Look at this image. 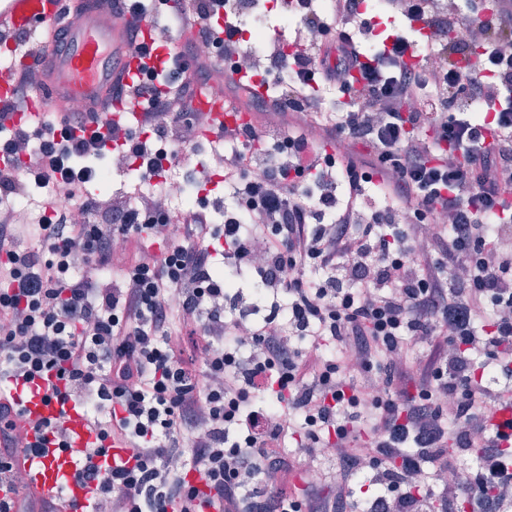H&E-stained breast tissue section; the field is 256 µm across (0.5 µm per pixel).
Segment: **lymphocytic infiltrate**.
I'll use <instances>...</instances> for the list:
<instances>
[{
  "mask_svg": "<svg viewBox=\"0 0 512 512\" xmlns=\"http://www.w3.org/2000/svg\"><path fill=\"white\" fill-rule=\"evenodd\" d=\"M363 2L113 0L137 22L163 14L160 39L193 30L284 76L264 105L285 123L215 136L231 201L188 213L122 188L99 207L85 161L115 141L142 178L164 160L204 174L196 148L173 147L207 122L184 74L209 63L196 45L127 87L124 129L94 112L13 125L32 89L27 69L13 72L0 103V382L54 375L52 395L96 431L74 474L93 492L72 512H344L367 471L376 492L360 512H512V434L491 421L512 403L498 384L512 377V0H378L381 31ZM273 10L305 30L290 52L243 37V18ZM473 27L477 52L459 36ZM33 184L66 190L84 221L49 194L35 223H18L10 201ZM223 266L271 298L261 323ZM295 337L310 354L289 349ZM412 340L435 351L406 397L393 383ZM116 435L131 456L112 465ZM289 438L310 460L300 493L269 478L288 471L273 451ZM451 444L478 449V466L447 459ZM18 452L41 448L6 435L0 512H18ZM322 454L339 455L338 475Z\"/></svg>",
  "mask_w": 512,
  "mask_h": 512,
  "instance_id": "1",
  "label": "lymphocytic infiltrate"
}]
</instances>
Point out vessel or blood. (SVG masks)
I'll use <instances>...</instances> for the list:
<instances>
[{
    "label": "vessel or blood",
    "instance_id": "vessel-or-blood-1",
    "mask_svg": "<svg viewBox=\"0 0 512 512\" xmlns=\"http://www.w3.org/2000/svg\"><path fill=\"white\" fill-rule=\"evenodd\" d=\"M104 7V0H0V49L14 53L15 66L30 64L31 59L16 55L11 33L34 32L45 25L67 31L65 48L59 52L48 49L41 63L43 82L31 96L30 113H42L50 104L66 98L100 113L106 122L118 124L127 120L124 106H113L112 100L120 96L140 61L127 51L125 18L114 19L108 27L100 25ZM198 106L207 110L211 129L235 122L223 100L203 98ZM42 419L53 420L66 432L69 448L62 451L52 444L40 457L19 455L18 464L28 474L26 496L39 500L64 489L69 497H88V488L75 485L73 475L83 462L85 448L95 443V432L78 410L61 407L46 392L27 398L14 422L27 428Z\"/></svg>",
    "mask_w": 512,
    "mask_h": 512
}]
</instances>
